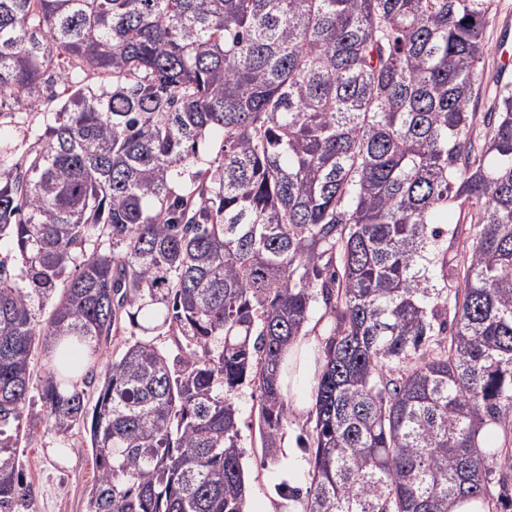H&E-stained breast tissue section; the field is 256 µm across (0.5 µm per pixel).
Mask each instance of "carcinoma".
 Segmentation results:
<instances>
[{
  "label": "carcinoma",
  "mask_w": 512,
  "mask_h": 512,
  "mask_svg": "<svg viewBox=\"0 0 512 512\" xmlns=\"http://www.w3.org/2000/svg\"><path fill=\"white\" fill-rule=\"evenodd\" d=\"M496 13L0 0V116L42 87L64 99L25 165L0 157V512L31 509L18 448L43 425L89 428L86 512H246L236 395L259 393L274 458L295 422L285 354L319 302L303 512L494 500L512 462V81L484 120L470 103ZM87 69L110 82L75 87ZM461 214L479 231L453 264ZM95 232L112 248L88 249ZM126 324L140 338L119 343Z\"/></svg>",
  "instance_id": "carcinoma-1"
}]
</instances>
